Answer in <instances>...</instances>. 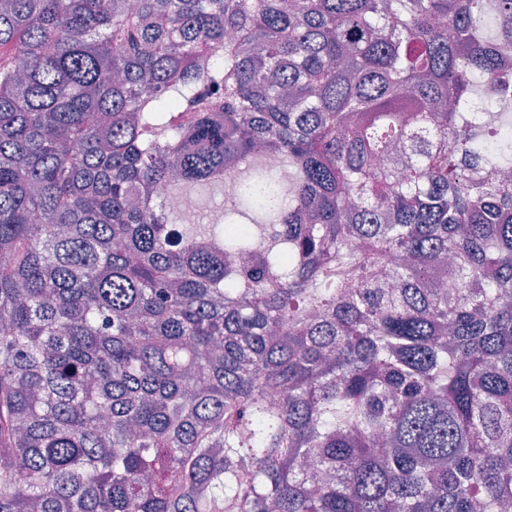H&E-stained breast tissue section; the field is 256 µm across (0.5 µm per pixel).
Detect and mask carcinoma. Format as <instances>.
I'll return each instance as SVG.
<instances>
[{
  "label": "carcinoma",
  "instance_id": "1",
  "mask_svg": "<svg viewBox=\"0 0 512 512\" xmlns=\"http://www.w3.org/2000/svg\"><path fill=\"white\" fill-rule=\"evenodd\" d=\"M496 97L512 0H0V512H512Z\"/></svg>",
  "mask_w": 512,
  "mask_h": 512
}]
</instances>
